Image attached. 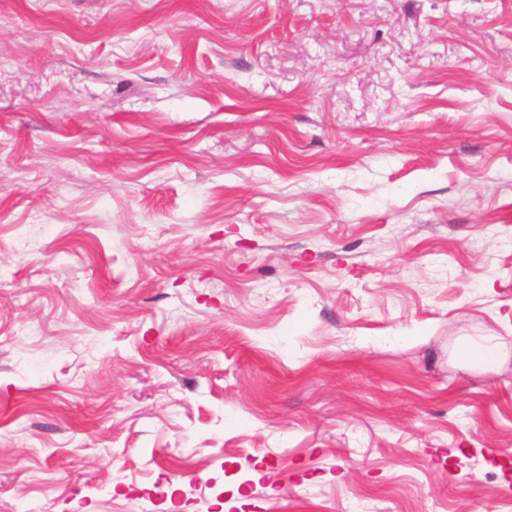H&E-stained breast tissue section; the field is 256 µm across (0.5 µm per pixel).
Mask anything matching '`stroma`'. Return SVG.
I'll return each mask as SVG.
<instances>
[{"label":"stroma","instance_id":"35a3bbf8","mask_svg":"<svg viewBox=\"0 0 512 512\" xmlns=\"http://www.w3.org/2000/svg\"><path fill=\"white\" fill-rule=\"evenodd\" d=\"M353 502L512 503V0H0V512ZM460 353L465 360L473 361L485 367L491 366L497 359V351L492 346L475 347L470 343H463Z\"/></svg>","mask_w":512,"mask_h":512}]
</instances>
